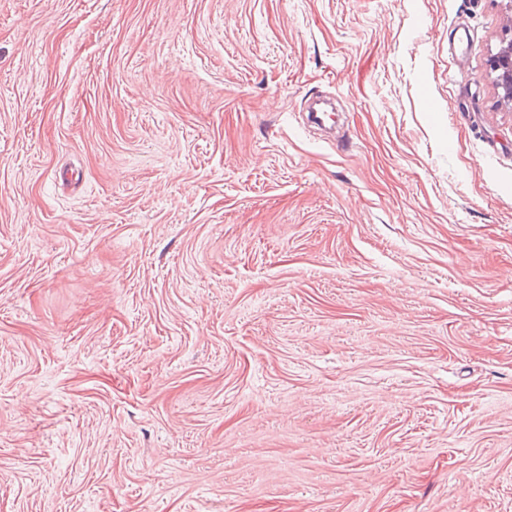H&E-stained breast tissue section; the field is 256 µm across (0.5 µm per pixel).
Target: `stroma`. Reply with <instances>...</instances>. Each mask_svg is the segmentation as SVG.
<instances>
[{
    "mask_svg": "<svg viewBox=\"0 0 512 512\" xmlns=\"http://www.w3.org/2000/svg\"><path fill=\"white\" fill-rule=\"evenodd\" d=\"M511 37L0 0V512H512ZM489 69L495 74L494 82L502 101L512 102V39L504 40L491 56Z\"/></svg>",
    "mask_w": 512,
    "mask_h": 512,
    "instance_id": "obj_1",
    "label": "stroma"
}]
</instances>
